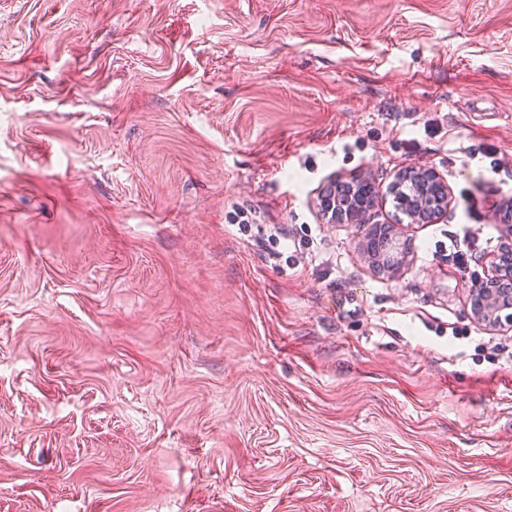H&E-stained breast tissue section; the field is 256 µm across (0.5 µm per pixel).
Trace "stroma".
Wrapping results in <instances>:
<instances>
[{
	"mask_svg": "<svg viewBox=\"0 0 512 512\" xmlns=\"http://www.w3.org/2000/svg\"><path fill=\"white\" fill-rule=\"evenodd\" d=\"M510 199L512 0H0V512H512ZM426 182H428V188L434 183L430 176L426 174L418 175L417 173H409L406 175V173H404L400 178L399 187L395 192L397 195V205L399 209L408 216L411 204L420 196L421 190ZM512 277V265L492 262L490 274L484 281V288L477 286V282L472 284V288H482L479 292L478 303L473 308L476 318L492 322L498 326L510 325L512 327L511 312L502 315L505 310H511V307H502V289L496 288L498 281Z\"/></svg>",
	"mask_w": 512,
	"mask_h": 512,
	"instance_id": "1",
	"label": "stroma"
}]
</instances>
